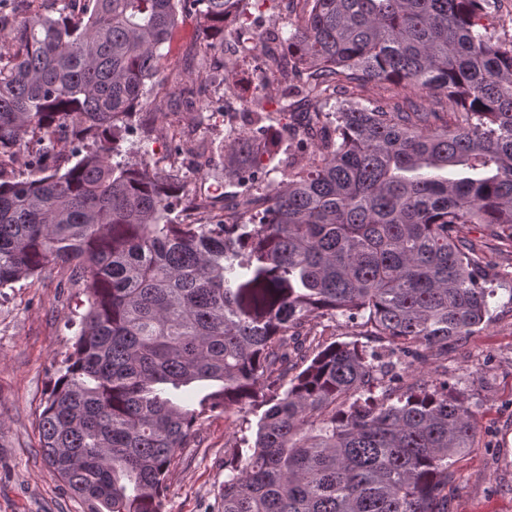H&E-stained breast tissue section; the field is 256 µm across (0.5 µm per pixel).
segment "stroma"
<instances>
[{"mask_svg":"<svg viewBox=\"0 0 512 512\" xmlns=\"http://www.w3.org/2000/svg\"><path fill=\"white\" fill-rule=\"evenodd\" d=\"M204 54L214 66L197 104L224 107L221 120L199 123L186 106L196 85L194 56ZM222 49L207 50L196 16L183 17L150 95L157 108L141 113L132 142L149 141L158 168L177 174L184 193L199 183L223 181L224 136L242 127V99L250 97L254 61L236 57L234 70L220 69ZM199 131L208 153L199 161L177 156L171 129ZM480 241L483 252L503 279L512 278V243L492 237L479 224L462 229ZM64 272L50 268L10 288H0V512H82V506L48 467L38 448L37 417L46 390L77 332L74 319L85 310L81 286L60 287ZM447 377L464 394L478 417L472 448L452 466L453 512H512V296L499 292L491 317L448 348L444 364L428 360L405 370L410 384ZM238 413L205 420L187 448L181 449L167 475L168 512H209L224 482V458L238 436Z\"/></svg>","mask_w":512,"mask_h":512,"instance_id":"1","label":"stroma"}]
</instances>
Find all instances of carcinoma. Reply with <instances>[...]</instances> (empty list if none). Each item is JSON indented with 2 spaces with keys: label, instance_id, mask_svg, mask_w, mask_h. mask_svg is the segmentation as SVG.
<instances>
[{
  "label": "carcinoma",
  "instance_id": "carcinoma-1",
  "mask_svg": "<svg viewBox=\"0 0 512 512\" xmlns=\"http://www.w3.org/2000/svg\"><path fill=\"white\" fill-rule=\"evenodd\" d=\"M0 16V157L28 136L71 145L67 168L35 156L0 173V288L51 265L81 282L79 315L38 416L44 461L85 512H167L166 475L205 417L241 418L212 512H452L451 463L478 431L448 381L402 385L400 367L448 353L512 297L461 235L512 241V33L484 23L497 0H304L301 25L266 41L288 52L306 139L256 197L278 151L255 150L271 115L257 58L249 132L224 144L237 224L171 218L178 183L122 158L179 16L207 36L248 0H49ZM403 101L337 98L353 83ZM443 95L458 109L424 101ZM382 343L328 341L337 317ZM202 385L186 399L180 390Z\"/></svg>",
  "mask_w": 512,
  "mask_h": 512
}]
</instances>
